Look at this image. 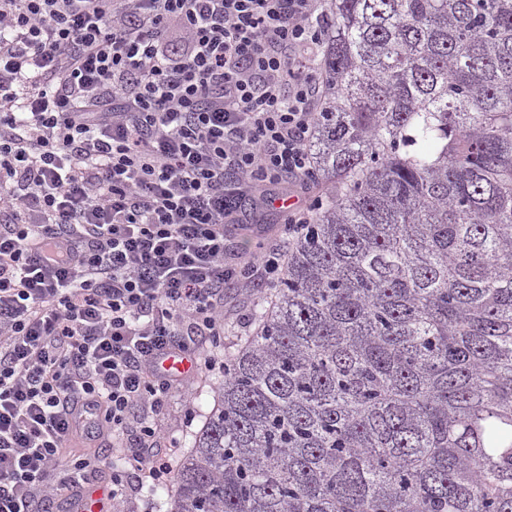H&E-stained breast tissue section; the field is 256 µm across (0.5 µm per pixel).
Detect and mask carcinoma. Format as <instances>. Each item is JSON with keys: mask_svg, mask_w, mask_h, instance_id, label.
I'll return each mask as SVG.
<instances>
[{"mask_svg": "<svg viewBox=\"0 0 512 512\" xmlns=\"http://www.w3.org/2000/svg\"><path fill=\"white\" fill-rule=\"evenodd\" d=\"M328 186L167 512H512V0H331Z\"/></svg>", "mask_w": 512, "mask_h": 512, "instance_id": "cac0c4a2", "label": "carcinoma"}]
</instances>
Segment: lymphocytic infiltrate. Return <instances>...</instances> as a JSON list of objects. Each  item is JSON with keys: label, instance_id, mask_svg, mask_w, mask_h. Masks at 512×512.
<instances>
[{"label": "lymphocytic infiltrate", "instance_id": "1", "mask_svg": "<svg viewBox=\"0 0 512 512\" xmlns=\"http://www.w3.org/2000/svg\"><path fill=\"white\" fill-rule=\"evenodd\" d=\"M325 0H0V512L85 491L111 437L129 469L173 470L164 360L215 370L224 288L276 282L287 244L245 262L224 227L252 194L309 223L308 141Z\"/></svg>", "mask_w": 512, "mask_h": 512}]
</instances>
